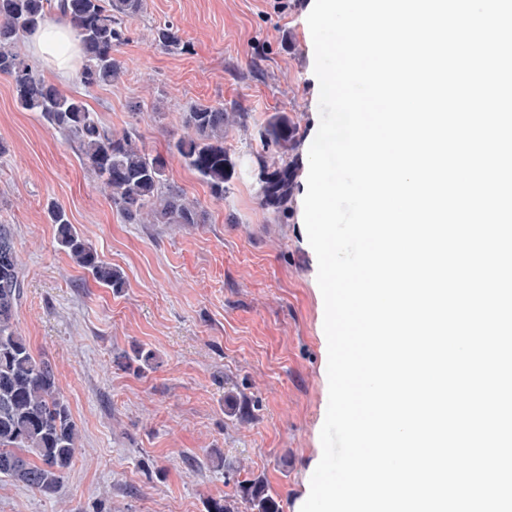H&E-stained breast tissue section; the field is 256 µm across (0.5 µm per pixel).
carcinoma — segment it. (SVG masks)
I'll return each mask as SVG.
<instances>
[{"mask_svg":"<svg viewBox=\"0 0 512 512\" xmlns=\"http://www.w3.org/2000/svg\"><path fill=\"white\" fill-rule=\"evenodd\" d=\"M144 0H0V74L11 81L19 107L37 112L43 121L77 145L86 165L108 191L112 207L130 224H201L199 208L167 178V158L153 154L130 131L116 134L83 98L68 96L37 74L17 49L20 37L55 19L70 24L85 64L80 82L91 89L120 75L114 52L127 40L128 21ZM155 42L167 50H184L179 29L165 25ZM250 113L234 106L195 104L183 116L186 133L169 151L205 183L211 195L238 177V156L224 146L227 126L246 124ZM262 151L251 157L257 170V197L275 212H289L297 187L303 134L284 112L270 115L259 128ZM56 242L102 287L121 289V274L105 262L58 206L49 212ZM24 294V279L13 228L0 224V478H7L45 497L57 494L79 447L80 431L61 393L48 360L36 355L15 324ZM279 512L261 479L240 497L213 500L208 512Z\"/></svg>","mask_w":512,"mask_h":512,"instance_id":"carcinoma-1","label":"carcinoma"}]
</instances>
